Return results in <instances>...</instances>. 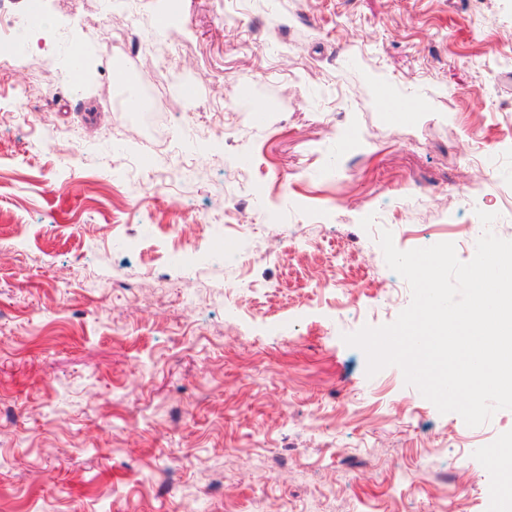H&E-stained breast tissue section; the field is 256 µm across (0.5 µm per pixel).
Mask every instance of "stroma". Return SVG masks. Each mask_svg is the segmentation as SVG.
<instances>
[{
	"label": "stroma",
	"instance_id": "1",
	"mask_svg": "<svg viewBox=\"0 0 512 512\" xmlns=\"http://www.w3.org/2000/svg\"><path fill=\"white\" fill-rule=\"evenodd\" d=\"M100 2L44 0L0 77L31 115L0 125V512H484L512 410L467 426L343 337L411 302L372 214L402 251L470 261L481 210L512 240V0H178L164 31L168 0ZM168 50L190 101L150 79ZM127 126L155 152L131 177Z\"/></svg>",
	"mask_w": 512,
	"mask_h": 512
}]
</instances>
